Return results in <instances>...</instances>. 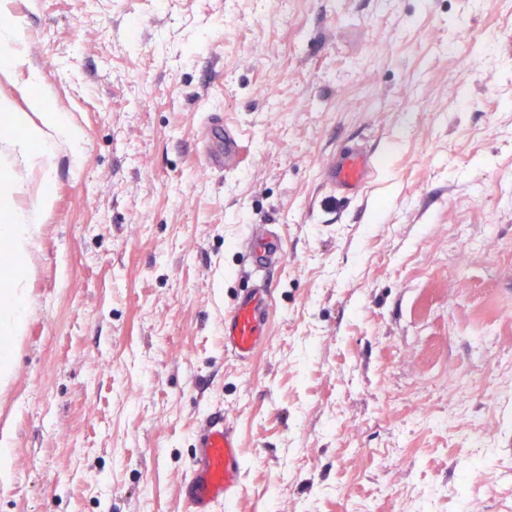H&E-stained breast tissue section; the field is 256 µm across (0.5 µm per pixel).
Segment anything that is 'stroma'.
I'll return each mask as SVG.
<instances>
[{
	"mask_svg": "<svg viewBox=\"0 0 512 512\" xmlns=\"http://www.w3.org/2000/svg\"><path fill=\"white\" fill-rule=\"evenodd\" d=\"M25 83L86 132L13 166L54 205L0 385V512H182L193 431L224 411L233 512H512V0H17ZM246 146L208 169L212 111ZM382 156L346 203L321 165ZM280 228L271 334L219 339L238 241ZM486 434L424 419L449 374Z\"/></svg>",
	"mask_w": 512,
	"mask_h": 512,
	"instance_id": "obj_1",
	"label": "stroma"
}]
</instances>
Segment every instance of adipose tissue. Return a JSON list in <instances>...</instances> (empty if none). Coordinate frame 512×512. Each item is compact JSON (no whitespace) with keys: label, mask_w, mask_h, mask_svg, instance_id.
Returning a JSON list of instances; mask_svg holds the SVG:
<instances>
[{"label":"adipose tissue","mask_w":512,"mask_h":512,"mask_svg":"<svg viewBox=\"0 0 512 512\" xmlns=\"http://www.w3.org/2000/svg\"><path fill=\"white\" fill-rule=\"evenodd\" d=\"M41 81L39 72H31L28 87L23 91L26 109L14 111L12 102L0 98V112L5 113L11 124L24 127L26 137L12 143V149L21 156L30 155L31 145H38L39 152L34 155L38 165L52 167L59 147H66L73 161H80L82 146L86 139L85 131L75 124L65 113L48 106L45 97L34 95L32 86ZM52 205L49 193H41L36 205L25 209H12L10 201L0 202V211L4 219L0 220V238L7 240L9 247L0 253V262L10 264L29 253L36 246L37 231L46 211ZM26 293L23 285L5 289L0 293V381L5 382L11 376L14 365V345L24 333Z\"/></svg>","instance_id":"obj_1"}]
</instances>
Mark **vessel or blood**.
Returning a JSON list of instances; mask_svg holds the SVG:
<instances>
[{"mask_svg":"<svg viewBox=\"0 0 512 512\" xmlns=\"http://www.w3.org/2000/svg\"><path fill=\"white\" fill-rule=\"evenodd\" d=\"M207 135L212 144L207 164L230 172L244 161L245 147L222 116H211ZM381 156L359 143L344 144L322 165V179L333 198L356 197L378 172ZM249 262L240 273L247 288L239 290L224 312V348L238 360L260 353L267 341L270 313V276L286 260L281 238L266 225L256 224L241 241ZM194 457L180 488L186 512H229L242 479L240 442L224 414L207 416L194 435Z\"/></svg>","mask_w":512,"mask_h":512,"instance_id":"b4317fda","label":"vessel or blood"}]
</instances>
